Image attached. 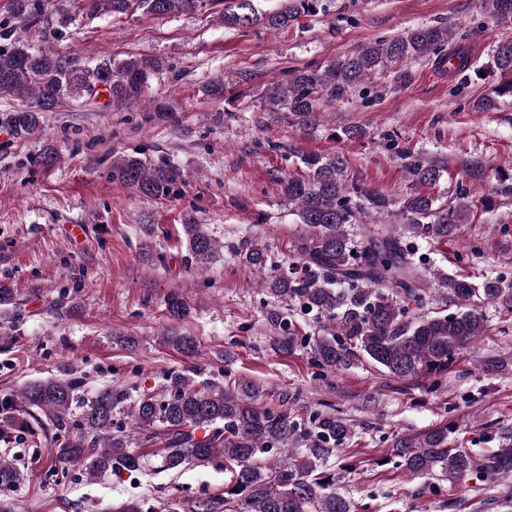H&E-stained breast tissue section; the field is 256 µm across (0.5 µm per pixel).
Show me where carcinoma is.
<instances>
[{"label":"carcinoma","instance_id":"1","mask_svg":"<svg viewBox=\"0 0 512 512\" xmlns=\"http://www.w3.org/2000/svg\"><path fill=\"white\" fill-rule=\"evenodd\" d=\"M236 10L224 15L232 27L258 21L273 31L288 29L301 14L316 15L322 0H287L280 9L256 14L252 0H234ZM489 11L512 23V0H485ZM206 0H89L88 15L128 14L174 17L192 13ZM14 14L27 26L67 29L72 12L52 0H13ZM434 57L461 75L471 67L466 48L457 44L447 26L410 29L388 42L359 47L322 70H299L288 83L271 82L268 104L292 113L306 131L321 122L322 105L347 99L352 92L397 62ZM494 68L507 77L497 96L512 95V40L496 46ZM159 71L147 59L110 58L82 64L70 56L38 49L15 37L0 47V93L33 100L7 117L17 136L32 135L40 118L72 99L94 102L99 95L135 102ZM406 178L411 185L436 184L445 172L438 162L404 153ZM307 174L279 179L282 193L303 224L296 251L299 268L283 274L271 269L258 239L247 242L242 264L261 275L260 285L287 306L299 305L328 320V335L315 340L314 361L327 371L368 363L395 381L426 377L439 381L457 357L486 334L483 305L512 307V284L486 274L477 282L469 275L430 271L418 256V242L446 240L474 209L495 208L490 194L479 203L461 190L447 204L421 192L394 202L379 191L350 181L348 162L336 153L304 154ZM112 180L136 187L142 194L167 199L181 192L183 172L165 160L137 156L112 161ZM388 224L375 216L390 214ZM183 232L192 259L200 268L222 245L202 224H185ZM432 292L456 311L445 315L409 316V304ZM264 389L252 383L224 385L197 381L171 372L167 388L133 398L125 390L108 387L87 394L74 379L49 380L27 386L21 393L0 397V438L12 432L32 433L38 427L56 431L53 464L82 467L95 479L106 473L137 472L146 468L175 470L215 457L224 458L230 479L224 499L203 502L200 512H356L340 492L341 476L328 459L352 436L345 419L326 414L303 429L283 411L262 403ZM205 430L201 437L196 435ZM448 425L397 438L390 456L413 477L438 475L458 480L468 474L486 479L512 477V435L500 436L498 447L474 456L452 444ZM152 444L144 454L133 444ZM21 480V471L0 457V487Z\"/></svg>","mask_w":512,"mask_h":512}]
</instances>
